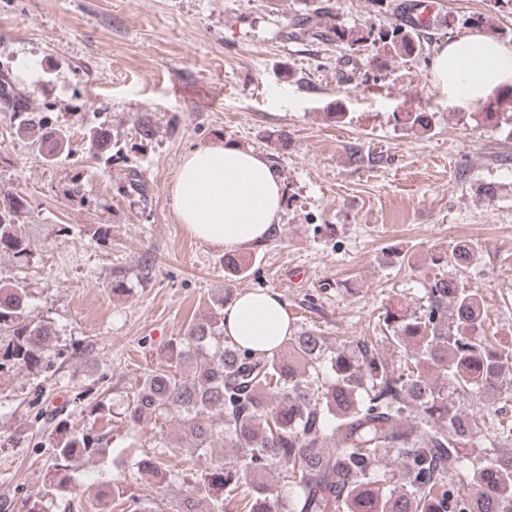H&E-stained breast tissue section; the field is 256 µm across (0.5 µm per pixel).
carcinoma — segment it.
<instances>
[{
	"label": "carcinoma",
	"instance_id": "1",
	"mask_svg": "<svg viewBox=\"0 0 512 512\" xmlns=\"http://www.w3.org/2000/svg\"><path fill=\"white\" fill-rule=\"evenodd\" d=\"M388 25L357 30L333 24L332 0H311L293 17L291 36L343 48V66H357V53L372 47V81L392 65L423 55L429 37L418 19L422 0H370ZM0 102L18 120L16 134L37 138L47 160L68 145L66 133L28 111L6 76ZM512 99L490 101L479 113L496 126L512 113ZM403 128L426 135V112H403ZM94 148L122 150L121 132L103 123L90 134ZM24 201L0 210V254L29 262L36 243L16 224ZM477 247L459 242L430 257L424 304L411 313L401 303L384 306L372 334L329 346L321 330L302 328L272 350L244 349L224 336V304L189 323L165 347L155 368L126 395L117 421L128 428L112 454L132 459L139 478L168 480L161 453L135 454L141 431L153 424L179 432V447L205 457L217 443L231 450L192 475V488L172 512H512V455L484 457L475 449L512 444V345L486 332L487 310L477 288H465L437 269L471 264ZM251 260L224 255V269L248 276ZM36 293L0 277V379L25 371L38 377L49 368L57 341L51 322L32 315ZM404 349L394 363L386 348ZM478 398L487 414L460 403ZM42 420L38 446L51 450L54 467L23 504L24 512H49L48 504L69 488V462L99 452L106 438L70 427L67 403ZM399 461V471L387 468ZM276 466L283 498L262 478ZM98 501L120 512H158L147 496H124L117 482L93 480Z\"/></svg>",
	"mask_w": 512,
	"mask_h": 512
}]
</instances>
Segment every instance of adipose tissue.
<instances>
[{
  "instance_id": "1",
  "label": "adipose tissue",
  "mask_w": 512,
  "mask_h": 512,
  "mask_svg": "<svg viewBox=\"0 0 512 512\" xmlns=\"http://www.w3.org/2000/svg\"><path fill=\"white\" fill-rule=\"evenodd\" d=\"M432 82L449 104L476 109L512 89V45L475 32L440 46ZM180 223L195 238L237 250L278 224L282 180L260 153L234 143L203 145L184 158L170 189ZM224 333L258 351L291 334L286 304L273 290L242 291L224 309Z\"/></svg>"
}]
</instances>
